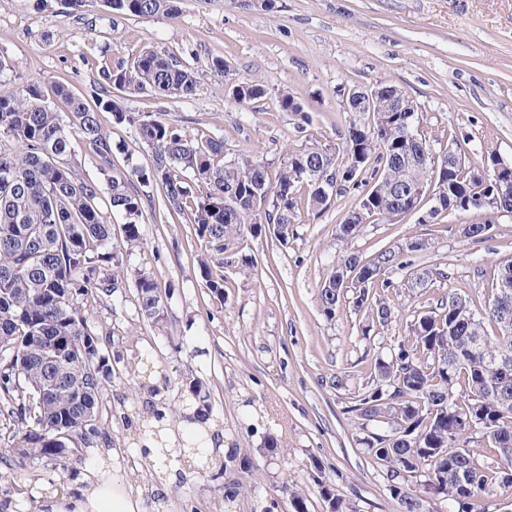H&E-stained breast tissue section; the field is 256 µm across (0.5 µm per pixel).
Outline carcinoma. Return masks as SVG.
<instances>
[{
	"label": "carcinoma",
	"instance_id": "1",
	"mask_svg": "<svg viewBox=\"0 0 512 512\" xmlns=\"http://www.w3.org/2000/svg\"><path fill=\"white\" fill-rule=\"evenodd\" d=\"M100 2L122 14L150 19L172 18L177 0H67L75 11ZM100 82L78 95L62 81L50 83L52 95L28 83L0 95V432L3 454L15 469L44 467L70 478L85 463V449L99 445V408L112 365L101 339L88 327L79 302H120L118 273L110 265L121 252L141 244L142 200L133 181L160 188L158 210L182 217L210 247L202 262L207 287L224 300V267L254 268L246 254L230 250L244 235L277 228L275 239L288 242L290 225L300 209L320 212L332 194L359 192L356 205L336 225L341 240L357 236L364 225L395 224L420 204L413 192L433 186L441 210L472 217L462 228L474 242L486 239L484 202L496 200L512 211V183L498 185L502 165L493 155L483 170L452 160L456 141L436 153L422 133L405 131L418 119L419 108L400 88L380 83L370 91L367 118L348 127L344 146L320 143L288 154L270 176L268 166L249 150L232 159L224 140L198 137L182 127L141 113L125 112L110 88L129 93L189 99L195 95V72L169 54L153 49L132 60L103 62ZM233 102L248 108L267 94L256 80L231 84ZM67 107L60 115L55 101ZM403 111L395 112L397 101ZM280 108L309 124L303 105L288 91L278 96ZM137 128L151 153L150 165L111 179L104 192L93 181L72 174L68 158L77 136L88 146L103 172L112 170V139L102 116ZM364 170L349 176L350 167ZM264 209L267 222H253V209ZM124 218L123 239L112 242V213ZM435 248L432 239L406 237L380 246L369 256L338 257L319 289L323 315L333 319L343 306L361 316L363 339L392 323L390 294L405 287L424 304L407 324L404 338L378 341L364 388L348 412L358 420L361 444L383 470L401 512H429L417 491L448 501L453 512H484L491 497L512 496V262L501 266L492 295L483 305L446 289L431 298V286L449 273L433 265H416L412 257ZM141 315L164 320L165 299L148 274L136 276ZM180 418L207 424L212 420L209 393L192 379L182 395ZM480 433L492 448L497 466L489 468L469 448V436ZM204 433H194L188 447L194 465L208 468L213 457L202 448ZM249 454L230 451L224 467L249 472ZM328 512H356L335 490L317 481ZM292 512H307L306 496L284 487Z\"/></svg>",
	"mask_w": 512,
	"mask_h": 512
}]
</instances>
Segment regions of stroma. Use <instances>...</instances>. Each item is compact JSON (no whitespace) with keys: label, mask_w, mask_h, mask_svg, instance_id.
<instances>
[{"label":"stroma","mask_w":512,"mask_h":512,"mask_svg":"<svg viewBox=\"0 0 512 512\" xmlns=\"http://www.w3.org/2000/svg\"><path fill=\"white\" fill-rule=\"evenodd\" d=\"M177 17L144 19L98 5L73 11L65 0H0V59L9 70L0 92L27 82L61 80L85 93L98 79L102 56L130 58L146 48L175 54L198 78L189 100L115 92L126 111L149 113L191 133L223 139L226 158L243 149L277 171L288 154L312 141L342 143L356 115L344 111L342 88L397 85L419 106L420 126L435 152L456 139L473 164L492 154L512 163V0H180ZM224 58L229 72L211 67ZM259 80L266 96L247 110L233 104L226 76ZM287 90L312 116L305 132L280 110ZM117 150L115 172L149 163L150 151L129 123L104 115ZM356 194L335 197L326 209L301 210L287 244L247 236L237 246L254 267L224 270L223 300L211 295L199 265L208 257L191 225L144 207L140 249L120 268L123 301L81 302L102 339L114 379L100 408L107 448L120 452L118 471L150 488L166 468L141 454L145 394L135 367L152 354L170 384L176 409L187 378L202 379L215 420L230 448L250 451L253 467L243 488L225 502L215 482L188 469L146 512H291L285 485L301 487L309 512H325L316 486L324 481L358 512H400L382 472L359 443L347 408L370 374L374 350L360 318L349 310L326 319L318 288L344 253L369 255L409 236L432 238L421 263L444 264L450 285L475 298L490 295L502 263L512 261V216L497 217L486 240L461 234L462 217L420 223L365 225L338 241L336 226ZM145 271L172 291L162 325L143 318L134 275ZM342 376L343 387L332 386ZM278 440L268 452L267 438ZM322 464L313 479L310 459Z\"/></svg>","instance_id":"stroma-1"}]
</instances>
